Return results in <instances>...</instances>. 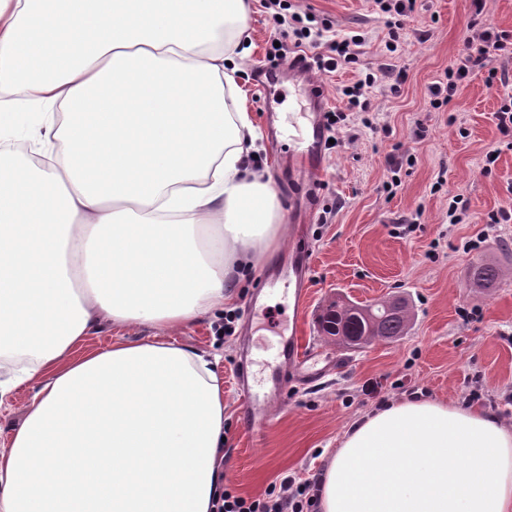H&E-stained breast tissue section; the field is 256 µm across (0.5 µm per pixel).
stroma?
Wrapping results in <instances>:
<instances>
[{
  "instance_id": "obj_1",
  "label": "stroma",
  "mask_w": 512,
  "mask_h": 512,
  "mask_svg": "<svg viewBox=\"0 0 512 512\" xmlns=\"http://www.w3.org/2000/svg\"><path fill=\"white\" fill-rule=\"evenodd\" d=\"M296 11L330 21L334 30L365 32L356 62L335 72L312 69L257 89V68L269 61L272 24L253 0L247 18V70L238 83L259 134V163L270 170L286 224L307 227L313 268L305 307H296L286 287L288 249H280L246 275L234 303L232 335L224 333V311L215 309L183 327L103 324L87 345L107 349L123 340L155 336L216 354L224 386V484L245 497L264 495L288 476L319 478L349 425L381 405L404 399L494 411L512 428V222L489 223L512 207V150L500 147L493 114L500 88L488 87L484 73L460 86L453 102L432 109L429 86L460 56L470 0H418L403 17L398 51L383 50L386 17L373 0H291ZM404 70L407 79L392 88L382 79L372 95V127L351 116L333 126L338 147L326 154L323 170L307 174L288 164V140H272L266 113L287 125L292 112L308 111L303 95L309 80H323L331 111L342 107L341 90L367 72ZM427 135L416 140L417 124ZM501 155L492 174L481 171L489 150ZM403 166L396 192L386 187L395 161ZM315 185L312 204L301 203ZM463 197L462 223L448 219V203ZM498 266L491 286L470 278L473 264ZM259 296L255 314L245 312ZM343 296L361 304L393 297L407 300L404 336L368 347L336 346L342 363L315 386L292 387L259 429L241 418L237 364L247 359L255 380H268L279 362L281 335L299 321L304 339L323 343L315 318L326 302Z\"/></svg>"
}]
</instances>
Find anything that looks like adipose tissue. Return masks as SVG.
Masks as SVG:
<instances>
[{
  "mask_svg": "<svg viewBox=\"0 0 512 512\" xmlns=\"http://www.w3.org/2000/svg\"><path fill=\"white\" fill-rule=\"evenodd\" d=\"M252 0H0V512H214L224 389L164 339L89 348L101 320L181 326L279 249L283 211L235 76ZM321 512H512V430L389 402L353 422ZM32 394L31 387H20L0 407V448L8 445L14 429L22 422Z\"/></svg>",
  "mask_w": 512,
  "mask_h": 512,
  "instance_id": "adipose-tissue-1",
  "label": "adipose tissue"
}]
</instances>
